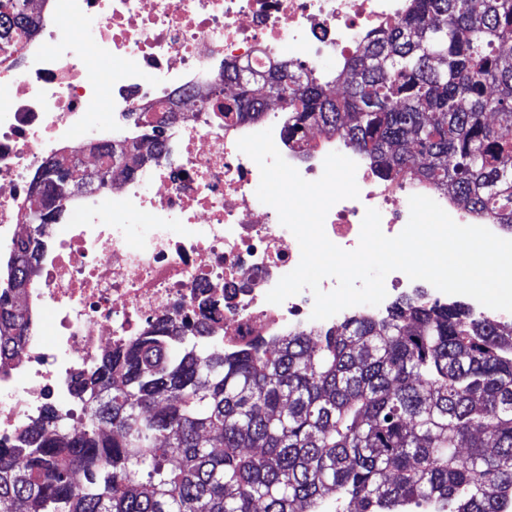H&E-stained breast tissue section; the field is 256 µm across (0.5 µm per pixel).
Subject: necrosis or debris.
I'll return each mask as SVG.
<instances>
[{
  "label": "necrosis or debris",
  "instance_id": "obj_1",
  "mask_svg": "<svg viewBox=\"0 0 512 512\" xmlns=\"http://www.w3.org/2000/svg\"><path fill=\"white\" fill-rule=\"evenodd\" d=\"M409 0H35L33 24L0 52V250L13 248L30 219L31 185L47 161L82 156L99 144L154 146L143 165L113 170L63 202L38 251L39 283L29 289L36 324L53 323L0 370V443L22 423L71 399L76 377L104 354L174 319L205 312L228 348L319 332L364 313L312 319L302 291L281 304L267 293L294 270L299 244L274 208L259 201L257 164L240 138L271 130L282 157L309 181L341 140L317 130L285 141L282 113L225 118L236 91L227 67L260 74L279 63H344L367 36L396 25ZM210 97L208 112L183 108ZM106 102L110 124L91 109ZM359 196L337 202L324 229L354 250L367 209L385 235L409 220L419 185L379 179L360 152Z\"/></svg>",
  "mask_w": 512,
  "mask_h": 512
}]
</instances>
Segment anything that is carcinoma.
I'll list each match as a JSON object with an SVG mask.
<instances>
[{
  "instance_id": "1",
  "label": "carcinoma",
  "mask_w": 512,
  "mask_h": 512,
  "mask_svg": "<svg viewBox=\"0 0 512 512\" xmlns=\"http://www.w3.org/2000/svg\"><path fill=\"white\" fill-rule=\"evenodd\" d=\"M0 0V48L30 23ZM512 0H412L348 64L344 95L302 65L240 87L224 116L288 113L286 140L318 126L512 230ZM101 170L130 151L96 148ZM33 225L6 260L0 367L31 335L29 252L63 199L37 176ZM83 422L49 407L0 445V512H504L512 501V332L462 306L405 297L356 316L227 349L206 317L172 320L76 380Z\"/></svg>"
}]
</instances>
